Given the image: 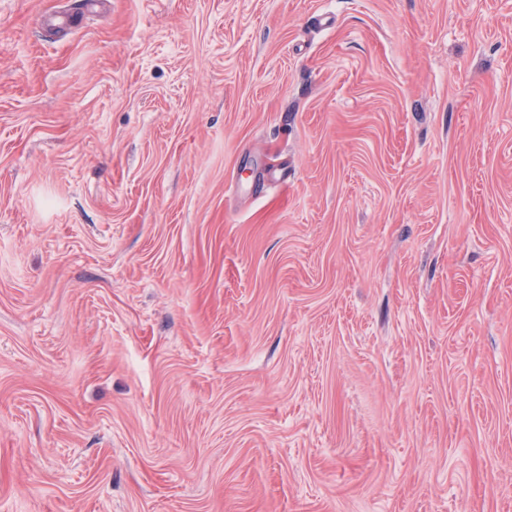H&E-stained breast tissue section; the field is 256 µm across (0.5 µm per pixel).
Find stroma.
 <instances>
[{"label": "stroma", "mask_w": 512, "mask_h": 512, "mask_svg": "<svg viewBox=\"0 0 512 512\" xmlns=\"http://www.w3.org/2000/svg\"><path fill=\"white\" fill-rule=\"evenodd\" d=\"M0 512H512V0H0Z\"/></svg>", "instance_id": "35a3bbf8"}]
</instances>
